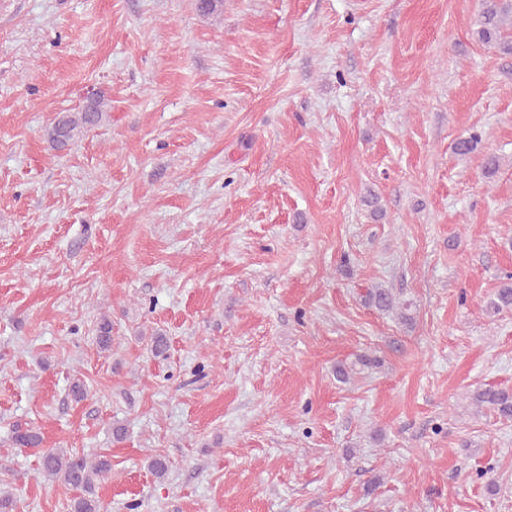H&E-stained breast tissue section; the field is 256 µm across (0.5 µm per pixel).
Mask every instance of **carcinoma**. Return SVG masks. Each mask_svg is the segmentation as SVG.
<instances>
[{"label":"carcinoma","mask_w":512,"mask_h":512,"mask_svg":"<svg viewBox=\"0 0 512 512\" xmlns=\"http://www.w3.org/2000/svg\"><path fill=\"white\" fill-rule=\"evenodd\" d=\"M477 39L483 43L496 42L506 52L512 53V0H480ZM106 116L103 102L90 101L78 112H68L58 118L47 130V137L55 148H63L84 133L98 127ZM481 141V134L474 132L454 144V153L465 156ZM507 283L497 289L490 307L498 313L512 309V273L506 275ZM368 302L377 310L398 315L403 324L413 323L408 313L409 304L396 298L390 288L376 287L367 291ZM96 343L100 350L112 349V323L101 319ZM473 401L481 408L491 409L502 418L512 419V392L492 386L480 388L473 394ZM111 468L103 455L90 458L84 454L62 448H46L41 453V472L44 477L59 481L77 491L70 500L68 512H101L96 497L95 484Z\"/></svg>","instance_id":"cac0c4a2"}]
</instances>
